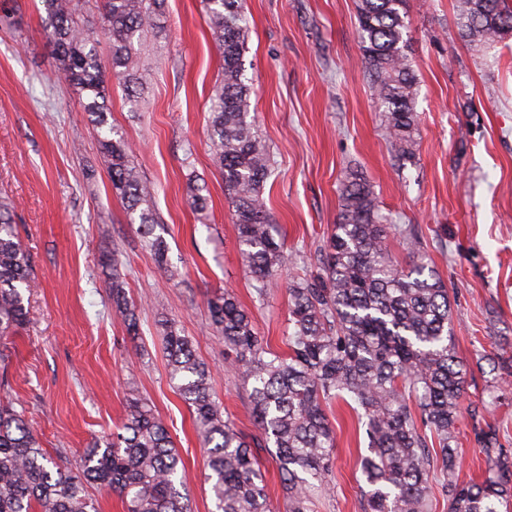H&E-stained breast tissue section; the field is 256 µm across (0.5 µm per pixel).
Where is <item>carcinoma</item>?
<instances>
[{"label": "carcinoma", "mask_w": 512, "mask_h": 512, "mask_svg": "<svg viewBox=\"0 0 512 512\" xmlns=\"http://www.w3.org/2000/svg\"><path fill=\"white\" fill-rule=\"evenodd\" d=\"M164 0H101L99 24L110 44L104 61L99 39L87 27L82 0H43L45 36L69 86L94 117L99 152L112 193L120 199L155 263L167 262V228L153 208L154 189L131 160L128 146L108 122L109 80L140 105L141 54L156 34ZM222 60L211 98L210 149L224 177L234 212L242 262L255 297L276 284L288 260L273 234L263 200L272 173L269 151L250 118L252 88L244 74L249 21L242 0H203ZM461 37L482 47L512 38V0H457ZM362 65L382 111L398 170L413 162L417 143L418 81L409 57L408 0H359ZM15 207L0 200V338L27 322L22 291L32 288L30 258L21 243ZM370 184L345 174L340 210L319 248L315 273L288 283V355L274 353L257 334L248 311L226 291L208 301L210 325L233 353L237 377L249 397L260 435L247 439L212 393L211 371L194 354L176 323H162L170 379L188 404L206 449L214 512H269L265 475L254 449L275 448L287 512H308L310 492L330 472L336 436L323 404L344 400L365 426L366 454L359 469L366 490L364 512H428L430 483L443 477L448 512H500L512 505V457L495 451L485 434L488 470L478 480L458 481L455 427L464 377L451 343L448 288L427 264L400 265L388 232L418 244L400 224L387 227ZM112 269V303L127 330L138 318L126 296L118 253ZM416 408H411L410 401ZM438 442L429 450L427 435ZM121 498L125 512H189L182 460L151 406L127 403L112 437L96 440L77 471L43 448L13 403L0 400V512H98L88 487Z\"/></svg>", "instance_id": "carcinoma-1"}]
</instances>
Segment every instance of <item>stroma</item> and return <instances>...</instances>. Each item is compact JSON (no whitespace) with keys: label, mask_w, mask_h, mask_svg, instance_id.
I'll return each instance as SVG.
<instances>
[{"label":"stroma","mask_w":512,"mask_h":512,"mask_svg":"<svg viewBox=\"0 0 512 512\" xmlns=\"http://www.w3.org/2000/svg\"><path fill=\"white\" fill-rule=\"evenodd\" d=\"M21 2L22 12L9 16L0 0V200L16 207L36 286L24 298L27 326L7 341L0 398L23 412L44 448L76 467L85 448L121 425L130 398L147 399L184 463L191 512H213L203 445L169 379L158 316L174 320L209 366L211 389L235 428L256 434L249 389L226 363L207 302L233 291L272 350L287 353L286 284L314 270L337 220L340 181L353 170L391 223L414 229L421 257L448 287L455 352L466 367L459 479L485 472L484 431L512 454V373L492 371L485 359L500 346L512 354V47L485 51L462 41L455 0H408L419 97L416 164L405 181L361 63L358 0H244L250 110L273 157L263 196L288 253L278 286L260 301L210 153L220 59L202 0H166L163 35L141 57L138 111L119 84L110 89L108 119L156 188L168 230L163 268L112 193L97 129L46 41L44 10ZM193 185L208 198L205 211L190 205ZM112 252L124 262L140 321L135 336L115 312L100 264ZM491 385L500 398L486 408ZM326 413L336 447L312 512H363L365 428L343 402Z\"/></svg>","instance_id":"stroma-1"}]
</instances>
